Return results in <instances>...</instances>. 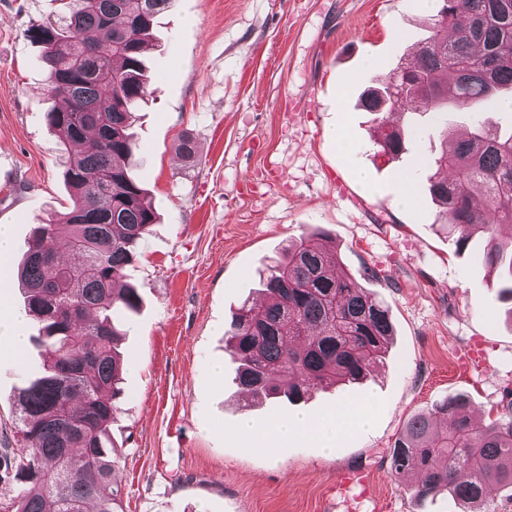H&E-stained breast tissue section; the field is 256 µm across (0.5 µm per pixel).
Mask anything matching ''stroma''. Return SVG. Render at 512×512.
<instances>
[{
  "instance_id": "obj_1",
  "label": "stroma",
  "mask_w": 512,
  "mask_h": 512,
  "mask_svg": "<svg viewBox=\"0 0 512 512\" xmlns=\"http://www.w3.org/2000/svg\"><path fill=\"white\" fill-rule=\"evenodd\" d=\"M58 12V0H0V224L16 239L0 263L5 314L24 310L18 267L35 227L70 203L68 153L43 121L54 100L41 48L27 36ZM431 15L419 0H173L159 17L146 53L154 80L132 126V173L157 222L129 271L140 309L121 321L126 369L111 431L123 512H463L446 494L414 497L417 478L392 473L390 450L413 415L449 395L467 394L483 416L501 411L512 303L476 247L457 250L430 199L440 118L420 115L423 132L393 160L357 105L373 76L412 60ZM186 137L191 160L179 153ZM402 172L411 208L397 200ZM318 230L394 329L373 377L296 404L312 419L343 400L369 404L370 425L329 451L238 433L242 418L289 410L242 397L224 343L264 265ZM367 266L379 278L364 277ZM25 331L24 361L0 347V448H20L18 395L43 364L37 324Z\"/></svg>"
}]
</instances>
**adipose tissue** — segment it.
I'll return each instance as SVG.
<instances>
[{"label":"adipose tissue","instance_id":"obj_1","mask_svg":"<svg viewBox=\"0 0 512 512\" xmlns=\"http://www.w3.org/2000/svg\"><path fill=\"white\" fill-rule=\"evenodd\" d=\"M370 423V413L367 406H345L336 416L318 422H312L299 417H288L257 427L243 423L241 433L269 439L277 444H287L288 440L301 436L312 439L323 448H332L334 442L346 430L362 429Z\"/></svg>","mask_w":512,"mask_h":512}]
</instances>
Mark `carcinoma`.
Masks as SVG:
<instances>
[{
    "mask_svg": "<svg viewBox=\"0 0 512 512\" xmlns=\"http://www.w3.org/2000/svg\"><path fill=\"white\" fill-rule=\"evenodd\" d=\"M172 0H67L54 21L32 26L56 106L47 127L78 147L66 169L76 196L68 211L36 227L20 270L24 305L40 325L47 360L17 400L25 450H0V485L17 487L10 512H119L110 430L121 394L123 360L116 351L117 312L135 313L141 297L127 270L157 221L130 161L138 146L131 117L145 102L153 73L144 55L155 19ZM432 34L414 62L380 76L360 97L381 116L374 144L397 158L419 128L390 125L385 115H413L452 102H497L512 87V0H441ZM428 177L443 223L465 249L508 276L512 301V128L471 117L464 137L445 131ZM73 261H62L56 241ZM336 246L324 234L302 236L264 267L265 300L245 302L225 333L237 363L235 380L254 399L297 402L336 382L356 383L383 358L392 325L388 309L354 278L336 271ZM464 394L412 418L390 453L391 470L420 474L414 494H449L485 508L491 485H512V401L487 423L472 418ZM446 420L441 429L438 418Z\"/></svg>",
    "mask_w": 512,
    "mask_h": 512,
    "instance_id": "carcinoma-1",
    "label": "carcinoma"
}]
</instances>
